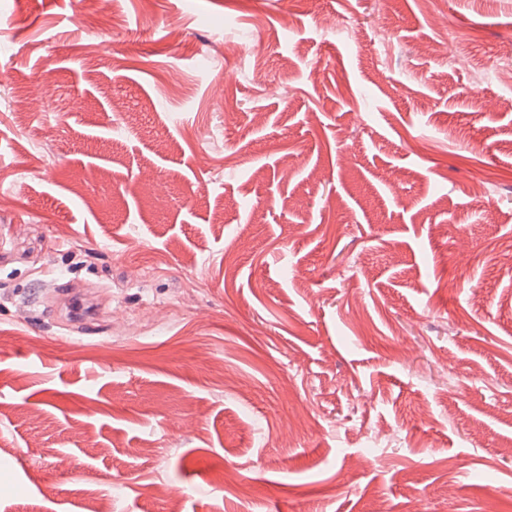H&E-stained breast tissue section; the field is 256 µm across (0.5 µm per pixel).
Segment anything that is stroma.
<instances>
[{"label":"stroma","mask_w":512,"mask_h":512,"mask_svg":"<svg viewBox=\"0 0 512 512\" xmlns=\"http://www.w3.org/2000/svg\"><path fill=\"white\" fill-rule=\"evenodd\" d=\"M509 41L512 0H0V512H512Z\"/></svg>","instance_id":"obj_1"}]
</instances>
